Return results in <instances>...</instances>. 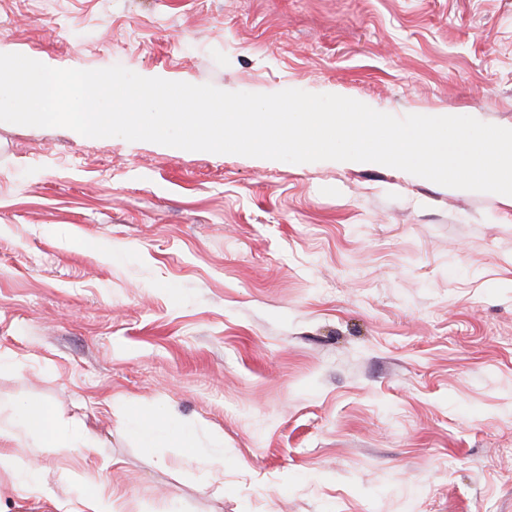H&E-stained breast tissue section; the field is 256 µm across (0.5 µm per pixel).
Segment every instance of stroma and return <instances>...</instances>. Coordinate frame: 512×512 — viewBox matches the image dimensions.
<instances>
[{"label":"stroma","instance_id":"1","mask_svg":"<svg viewBox=\"0 0 512 512\" xmlns=\"http://www.w3.org/2000/svg\"><path fill=\"white\" fill-rule=\"evenodd\" d=\"M0 44L512 128V0H0ZM0 426L39 469L0 512H512V200L1 122ZM52 420L49 405L40 400H29L22 408L19 423L28 432L43 439L45 447L59 453H71L86 448L90 438L86 434L68 430H49ZM121 422L126 429L139 438L143 448L148 450L157 448L162 440H177L186 443L191 438L190 431L181 425L170 424L162 428L136 412H128L121 419ZM81 512H114L112 495L108 494L104 485H90L82 498Z\"/></svg>","mask_w":512,"mask_h":512}]
</instances>
